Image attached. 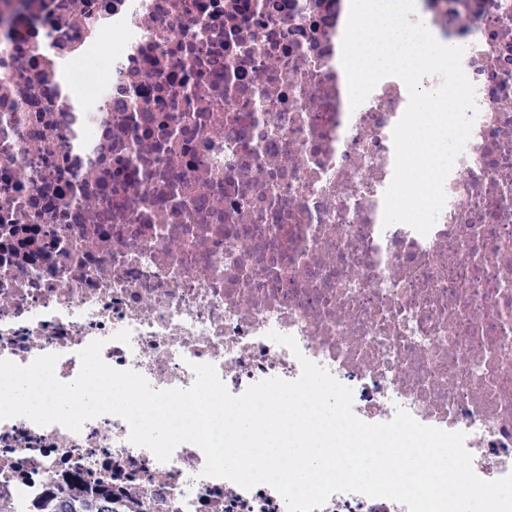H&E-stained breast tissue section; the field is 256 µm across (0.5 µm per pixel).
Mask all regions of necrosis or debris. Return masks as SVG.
<instances>
[{
    "label": "necrosis or debris",
    "mask_w": 512,
    "mask_h": 512,
    "mask_svg": "<svg viewBox=\"0 0 512 512\" xmlns=\"http://www.w3.org/2000/svg\"><path fill=\"white\" fill-rule=\"evenodd\" d=\"M349 3L0 0V359L57 355L68 383L100 339L153 389L210 364L239 395L305 358L365 422L465 433L493 481L512 474V0H415L478 108L424 236L383 224L409 94L390 76L345 101ZM129 433L0 420V490L25 512L77 481L114 512H287L203 476L196 445L162 462ZM321 512L408 508L338 492Z\"/></svg>",
    "instance_id": "1"
}]
</instances>
